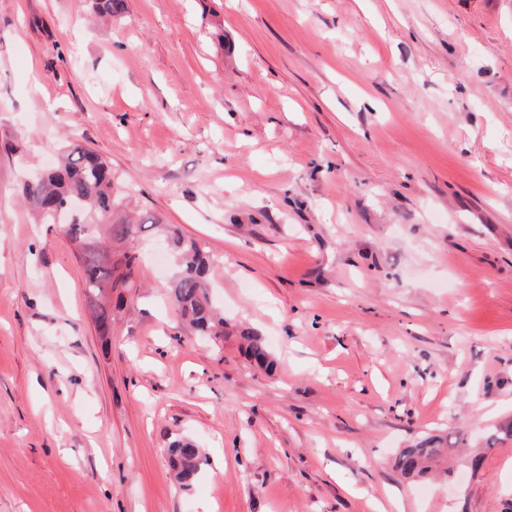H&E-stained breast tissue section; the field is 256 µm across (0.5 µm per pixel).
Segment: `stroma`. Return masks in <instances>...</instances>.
I'll use <instances>...</instances> for the list:
<instances>
[{
  "label": "stroma",
  "mask_w": 512,
  "mask_h": 512,
  "mask_svg": "<svg viewBox=\"0 0 512 512\" xmlns=\"http://www.w3.org/2000/svg\"><path fill=\"white\" fill-rule=\"evenodd\" d=\"M73 142L213 257L223 336L152 228L99 334L20 199ZM509 420L512 0H0V512H506ZM434 434L446 473L395 471ZM241 338L248 358L266 372H272L276 362L264 339L251 331H242ZM167 450L176 479L183 486H189L204 464L200 449L191 441L175 439L170 442Z\"/></svg>",
  "instance_id": "1"
}]
</instances>
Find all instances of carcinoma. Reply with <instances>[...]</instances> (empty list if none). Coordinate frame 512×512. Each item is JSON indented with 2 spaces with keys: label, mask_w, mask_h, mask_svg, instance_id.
Listing matches in <instances>:
<instances>
[{
  "label": "carcinoma",
  "mask_w": 512,
  "mask_h": 512,
  "mask_svg": "<svg viewBox=\"0 0 512 512\" xmlns=\"http://www.w3.org/2000/svg\"><path fill=\"white\" fill-rule=\"evenodd\" d=\"M122 0H96L95 10L110 18L121 12ZM130 194L112 172L109 163L96 151L73 143L56 165L43 170L23 186V198L44 224L56 223L57 211L72 209L73 220L66 234L78 249L83 285L96 300L95 321L104 332L112 328V309L99 302L108 290L126 287L132 278L138 256L124 253L125 272L115 275L116 265L107 254L114 242L133 244L153 218H129L124 213ZM166 243L175 253L179 271L165 288L177 314L200 336L224 335V318L218 316L209 292L210 255L192 239L174 227H168ZM248 358L267 372L275 359L264 339L251 331L241 333ZM448 453V438L432 436L411 448L402 449L394 459V468L406 478H421ZM168 455L176 479L190 485L203 465L202 453L192 442L175 439Z\"/></svg>",
  "instance_id": "obj_1"
}]
</instances>
